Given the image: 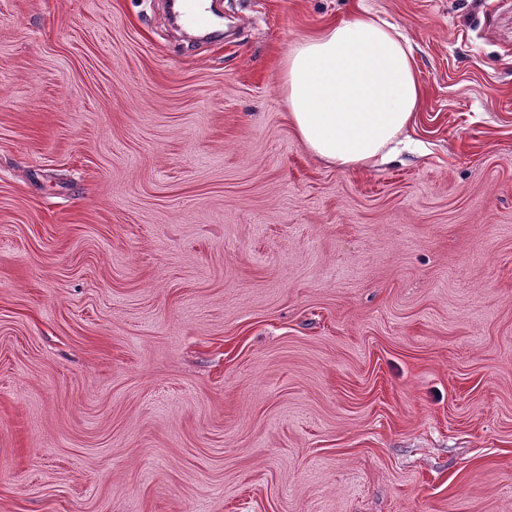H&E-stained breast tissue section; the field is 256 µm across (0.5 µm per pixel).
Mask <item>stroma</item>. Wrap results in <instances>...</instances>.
Here are the masks:
<instances>
[{"mask_svg":"<svg viewBox=\"0 0 512 512\" xmlns=\"http://www.w3.org/2000/svg\"><path fill=\"white\" fill-rule=\"evenodd\" d=\"M0 0V512H512V0ZM363 12L420 152L280 64ZM281 91L311 154L349 171L393 159L421 94L407 41L368 13L298 42Z\"/></svg>","mask_w":512,"mask_h":512,"instance_id":"stroma-1","label":"stroma"}]
</instances>
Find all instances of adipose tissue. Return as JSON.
<instances>
[{
	"instance_id": "adipose-tissue-1",
	"label": "adipose tissue",
	"mask_w": 512,
	"mask_h": 512,
	"mask_svg": "<svg viewBox=\"0 0 512 512\" xmlns=\"http://www.w3.org/2000/svg\"><path fill=\"white\" fill-rule=\"evenodd\" d=\"M281 91L311 154L349 171L392 160L421 94L407 41L368 13L298 42Z\"/></svg>"
}]
</instances>
